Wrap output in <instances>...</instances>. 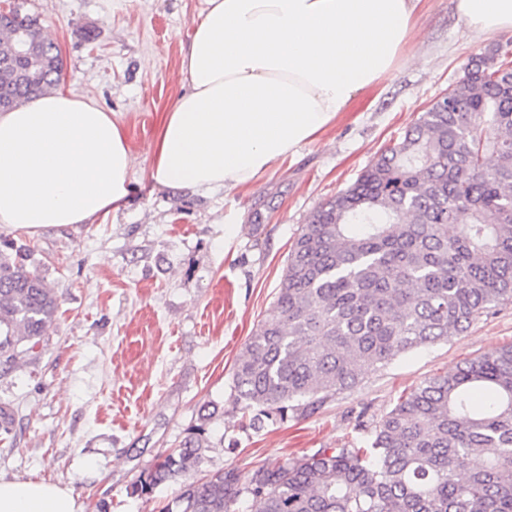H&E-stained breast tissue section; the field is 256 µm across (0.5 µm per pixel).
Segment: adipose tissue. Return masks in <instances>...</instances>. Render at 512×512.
<instances>
[{"mask_svg":"<svg viewBox=\"0 0 512 512\" xmlns=\"http://www.w3.org/2000/svg\"><path fill=\"white\" fill-rule=\"evenodd\" d=\"M420 0H208L181 60L189 92L166 112L159 188L243 190L333 126L394 72ZM476 37L512 29V0H456ZM124 130L57 88L0 113V225L30 234L118 210L131 190ZM0 512H84L73 489L0 479Z\"/></svg>","mask_w":512,"mask_h":512,"instance_id":"ef3b65f1","label":"adipose tissue"}]
</instances>
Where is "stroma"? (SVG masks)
<instances>
[{"label": "stroma", "mask_w": 512, "mask_h": 512, "mask_svg": "<svg viewBox=\"0 0 512 512\" xmlns=\"http://www.w3.org/2000/svg\"><path fill=\"white\" fill-rule=\"evenodd\" d=\"M36 14L61 48L62 86L122 122L132 192L90 224L7 231L27 268L53 288L57 318L33 352L0 375L15 416L0 441V478L74 488L86 512H161L180 481L133 485L179 447L206 404L220 408L200 474L333 448L370 435L400 395L461 362L512 344V304L461 335L396 358L317 413L254 431L233 400L232 371L274 301L300 226L350 186L381 150L462 76L469 60L512 41L470 35L455 0H421L402 63L358 93L335 124L250 188L200 193L149 177L160 123L189 89L181 58L205 0H0Z\"/></svg>", "instance_id": "stroma-1"}]
</instances>
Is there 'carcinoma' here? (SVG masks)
Segmentation results:
<instances>
[{
  "label": "carcinoma",
  "mask_w": 512,
  "mask_h": 512,
  "mask_svg": "<svg viewBox=\"0 0 512 512\" xmlns=\"http://www.w3.org/2000/svg\"><path fill=\"white\" fill-rule=\"evenodd\" d=\"M62 59L38 17L0 12V108L57 86ZM0 240V367L57 317L54 291ZM512 303V54L476 56L403 138L300 227L277 318L236 363L235 401L259 431L311 415L364 375L465 332ZM201 424L135 491L199 469ZM179 512H512V345L402 395L362 446L320 448L183 483Z\"/></svg>",
  "instance_id": "carcinoma-1"
}]
</instances>
